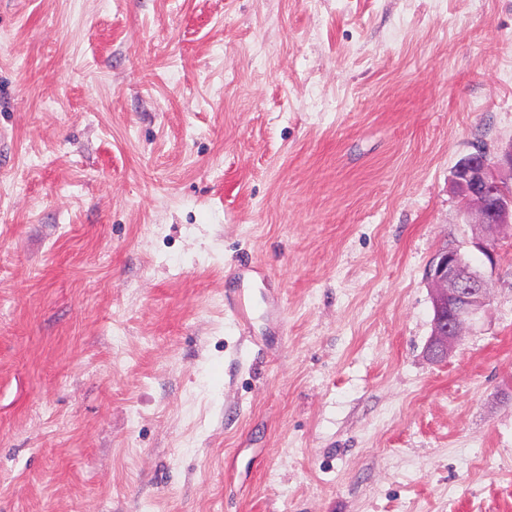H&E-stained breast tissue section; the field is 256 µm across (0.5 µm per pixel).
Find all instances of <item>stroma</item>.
I'll list each match as a JSON object with an SVG mask.
<instances>
[{"instance_id":"35a3bbf8","label":"stroma","mask_w":512,"mask_h":512,"mask_svg":"<svg viewBox=\"0 0 512 512\" xmlns=\"http://www.w3.org/2000/svg\"><path fill=\"white\" fill-rule=\"evenodd\" d=\"M510 142L512 0H0V512H512ZM506 164L512 176V145L502 158L491 161L475 147L454 168L453 183L465 207L474 206L479 236L474 242L488 264L473 266L463 245L440 249L425 269L432 286V332L428 353L435 361H443L456 346L462 329L474 323L487 306V282L497 267L496 238L505 231L512 234V194L505 191L508 181L497 173ZM227 306L237 321L241 334L247 336L249 316L252 308L247 296L243 293H238L234 297L227 298Z\"/></svg>"}]
</instances>
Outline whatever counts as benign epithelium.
Here are the masks:
<instances>
[{"label":"benign epithelium","instance_id":"1","mask_svg":"<svg viewBox=\"0 0 512 512\" xmlns=\"http://www.w3.org/2000/svg\"><path fill=\"white\" fill-rule=\"evenodd\" d=\"M512 171V145L495 162L477 148L453 171V183L465 206L475 207L479 236L474 242L486 263L474 266L461 245L440 249L425 269L432 286V332L428 353L443 361L456 346L462 329L474 323L487 306V282L497 267L496 237L512 232V194L508 181L497 173L501 165Z\"/></svg>","mask_w":512,"mask_h":512}]
</instances>
